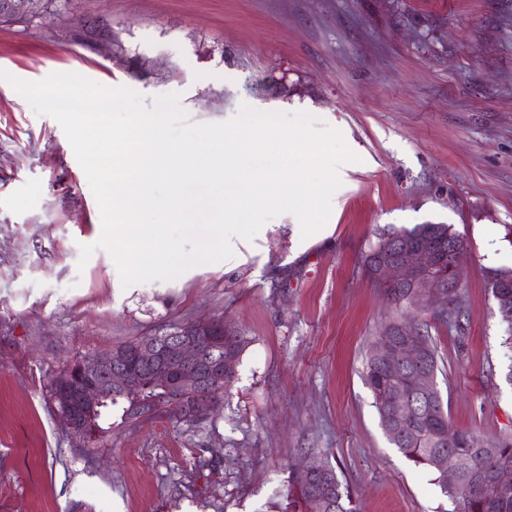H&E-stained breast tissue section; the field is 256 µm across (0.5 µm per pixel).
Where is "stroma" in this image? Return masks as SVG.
Returning a JSON list of instances; mask_svg holds the SVG:
<instances>
[{
    "label": "stroma",
    "mask_w": 512,
    "mask_h": 512,
    "mask_svg": "<svg viewBox=\"0 0 512 512\" xmlns=\"http://www.w3.org/2000/svg\"><path fill=\"white\" fill-rule=\"evenodd\" d=\"M107 27L120 59L97 45ZM0 69L76 72L148 107L177 92L193 123L243 103L303 110L359 157L339 170L332 235L304 253L280 231L233 270L125 288L106 251L78 268L102 233L95 196L60 124L0 81V512H278L291 471L313 463L336 470L357 512H452L388 443L362 371L385 324L425 327L451 424L512 432V346L486 284L512 268V0H73L0 21ZM418 224L466 241L460 326L391 302L363 268L380 234ZM210 317L248 345L206 432L116 417L77 447L54 377ZM205 448L219 455L195 470Z\"/></svg>",
    "instance_id": "1"
}]
</instances>
